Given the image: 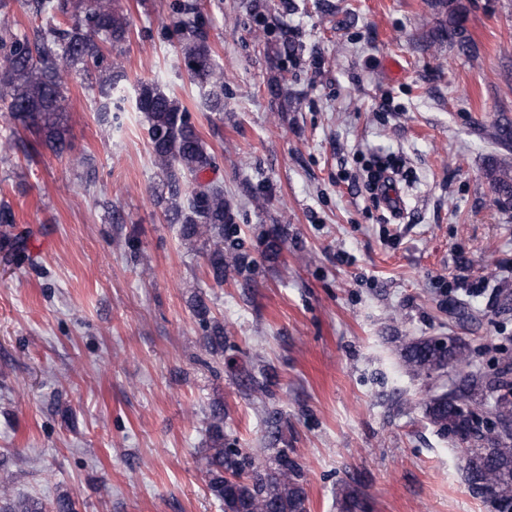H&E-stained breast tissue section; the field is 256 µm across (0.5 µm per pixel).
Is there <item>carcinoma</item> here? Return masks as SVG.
<instances>
[{"instance_id": "cac0c4a2", "label": "carcinoma", "mask_w": 512, "mask_h": 512, "mask_svg": "<svg viewBox=\"0 0 512 512\" xmlns=\"http://www.w3.org/2000/svg\"><path fill=\"white\" fill-rule=\"evenodd\" d=\"M45 23L31 33L0 30V50L6 66L0 70V112L8 114L15 127L35 129L55 154L67 149L62 122L64 91L74 73L98 65L104 48L120 50L129 41V19L116 0H31ZM448 26L440 36L464 52L472 49L465 23L467 9L461 0H445ZM174 30L184 65L198 87L205 106L224 111V68L216 63L208 36L196 7L183 4ZM107 78L99 83L95 111H112V90L125 77L120 55L108 66ZM136 103L143 112L152 144L158 183L155 202L169 224L180 225L183 241L195 246L207 259L206 274L217 285L230 271L250 267L236 247L224 248V236L235 230L234 217L224 199V185L206 178L215 168V156L190 121L181 103L157 84L139 85ZM494 202L512 207V175L497 164L490 165ZM195 308L203 327V345L215 356H224V323L210 316L205 298L195 296ZM437 337H422L400 350L402 366L416 376L430 378L448 369L470 365L468 347L455 336L437 347ZM512 357L487 379L468 375L454 387L432 394L422 402L425 418L437 431L467 444L464 449V479L472 494L494 512H512ZM493 413L496 428L477 427L480 417ZM211 446L206 456L207 486L222 503L224 512H308L303 466L288 449L280 448L273 468H262L255 457L224 442V407L211 409ZM0 512H79L75 500L60 496L49 504L37 499L16 503L0 497ZM341 512H367L364 499L345 495Z\"/></svg>"}]
</instances>
